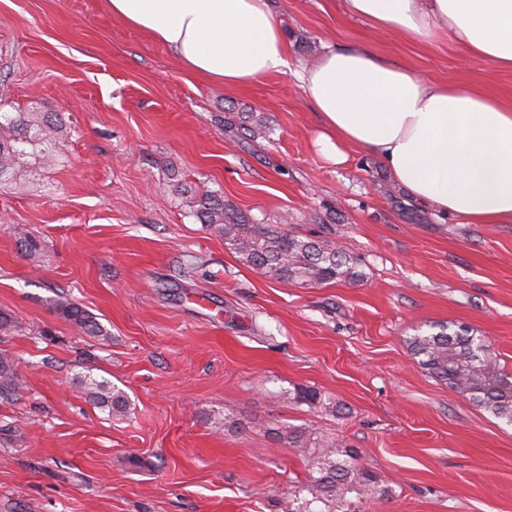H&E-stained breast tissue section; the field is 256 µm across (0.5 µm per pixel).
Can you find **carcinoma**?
Returning <instances> with one entry per match:
<instances>
[{"label": "carcinoma", "mask_w": 512, "mask_h": 512, "mask_svg": "<svg viewBox=\"0 0 512 512\" xmlns=\"http://www.w3.org/2000/svg\"><path fill=\"white\" fill-rule=\"evenodd\" d=\"M64 120L55 112H0V182L20 169L50 158L52 140L62 132ZM184 206L197 220L215 228L242 259L261 273L276 280L302 285L350 280L357 276L353 258L343 246L322 237L299 236L275 224H251L224 201L209 193L192 194ZM56 310L87 336H104V327L87 310L62 296ZM420 363L448 385L512 425V374L507 373L485 342L472 331L452 330L445 325L438 331L417 334L409 339ZM20 376L14 361L0 357V392L16 388ZM90 399L111 416L127 413L126 393L109 382L86 380ZM288 400L310 408L325 405V397L312 387H299ZM277 438L308 458V478L291 493L288 512H335L353 495L382 498L376 475L355 464L334 458L336 441L312 437L304 429L288 427Z\"/></svg>", "instance_id": "carcinoma-1"}]
</instances>
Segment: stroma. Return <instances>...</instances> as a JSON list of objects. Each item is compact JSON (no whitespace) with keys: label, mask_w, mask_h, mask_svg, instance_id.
<instances>
[{"label":"stroma","mask_w":512,"mask_h":512,"mask_svg":"<svg viewBox=\"0 0 512 512\" xmlns=\"http://www.w3.org/2000/svg\"><path fill=\"white\" fill-rule=\"evenodd\" d=\"M292 63L371 47L437 82L512 96V72L374 37L341 0H274ZM0 112H57L56 161L0 183V512H287L308 474L282 426L356 451L389 495L356 512H512V426L408 344L464 325L512 372V224H460L377 159L325 161L292 74L223 86L185 69L108 0H0ZM257 129L249 145L240 126ZM211 191L257 224L329 234L354 281L302 287L241 261L183 206ZM40 251L30 254V243ZM67 296L106 337L54 308ZM130 402L112 416L86 377ZM312 386L345 408L288 402Z\"/></svg>","instance_id":"35a3bbf8"}]
</instances>
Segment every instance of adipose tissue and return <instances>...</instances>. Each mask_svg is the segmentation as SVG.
I'll use <instances>...</instances> for the list:
<instances>
[{
    "mask_svg": "<svg viewBox=\"0 0 512 512\" xmlns=\"http://www.w3.org/2000/svg\"><path fill=\"white\" fill-rule=\"evenodd\" d=\"M113 16L165 45L187 70L236 91L294 73L329 163L347 148L378 157L414 200L467 224L512 223V98L442 84L369 48L327 46L293 69L270 0H110ZM379 35L512 71V0H342Z\"/></svg>",
    "mask_w": 512,
    "mask_h": 512,
    "instance_id": "adipose-tissue-1",
    "label": "adipose tissue"
}]
</instances>
